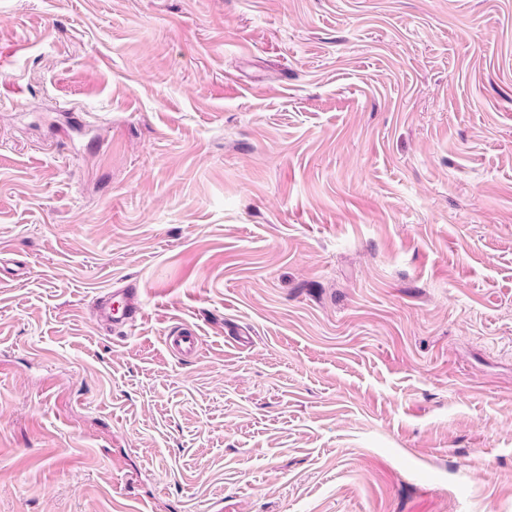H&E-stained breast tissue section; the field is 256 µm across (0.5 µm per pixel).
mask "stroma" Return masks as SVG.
I'll return each mask as SVG.
<instances>
[{
	"instance_id": "1",
	"label": "stroma",
	"mask_w": 512,
	"mask_h": 512,
	"mask_svg": "<svg viewBox=\"0 0 512 512\" xmlns=\"http://www.w3.org/2000/svg\"><path fill=\"white\" fill-rule=\"evenodd\" d=\"M0 512H512V0H0ZM116 298H120V301H116ZM92 312L102 323L131 327L144 315L140 289L128 285L113 288L95 299ZM197 335L196 328L182 324L177 331L170 332L165 336V342L175 355L192 356L199 349V336Z\"/></svg>"
}]
</instances>
